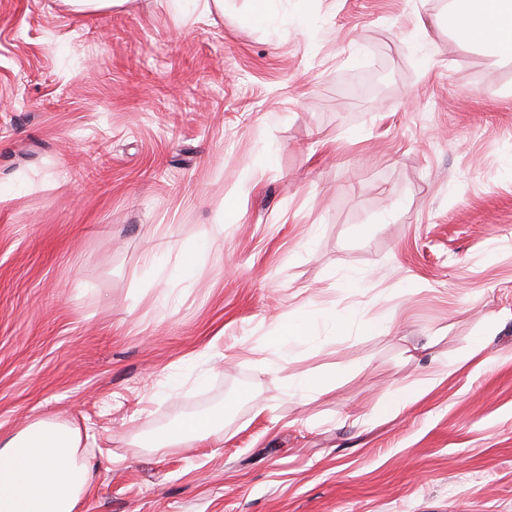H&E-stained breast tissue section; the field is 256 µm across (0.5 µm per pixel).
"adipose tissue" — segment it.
I'll use <instances>...</instances> for the list:
<instances>
[{"instance_id":"adipose-tissue-1","label":"adipose tissue","mask_w":512,"mask_h":512,"mask_svg":"<svg viewBox=\"0 0 512 512\" xmlns=\"http://www.w3.org/2000/svg\"><path fill=\"white\" fill-rule=\"evenodd\" d=\"M448 24L459 47L478 44L512 62V0H450ZM224 426L220 413L193 415L153 436V448L209 440ZM80 428L38 416L0 432V512H78L94 479Z\"/></svg>"}]
</instances>
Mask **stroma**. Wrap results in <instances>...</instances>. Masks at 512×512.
<instances>
[{
    "instance_id": "1",
    "label": "stroma",
    "mask_w": 512,
    "mask_h": 512,
    "mask_svg": "<svg viewBox=\"0 0 512 512\" xmlns=\"http://www.w3.org/2000/svg\"><path fill=\"white\" fill-rule=\"evenodd\" d=\"M447 5L0 0V431L90 429L80 512H512V64ZM171 6L185 19L192 18L196 12L205 17L211 16L214 11L224 13V0H171ZM311 335V326L306 320L286 321L279 323L274 336L270 341L274 344L278 358L264 362L267 371H277L282 363L290 358V346L308 341ZM224 426V414L193 415L153 436L150 448H183L209 440Z\"/></svg>"
}]
</instances>
